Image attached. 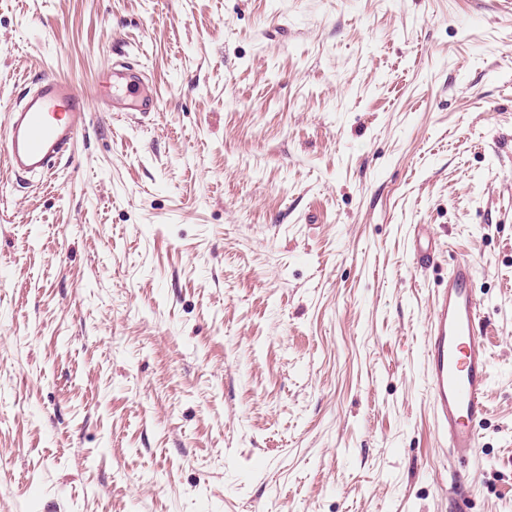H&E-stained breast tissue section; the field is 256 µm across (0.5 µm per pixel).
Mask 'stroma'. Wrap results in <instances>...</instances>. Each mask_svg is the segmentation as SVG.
Returning a JSON list of instances; mask_svg holds the SVG:
<instances>
[{"label":"stroma","instance_id":"1","mask_svg":"<svg viewBox=\"0 0 512 512\" xmlns=\"http://www.w3.org/2000/svg\"><path fill=\"white\" fill-rule=\"evenodd\" d=\"M509 53L512 0H0V127L46 74L90 106L0 169V512H512ZM121 60L159 111L108 110ZM461 258L465 464L422 371ZM439 244L432 228L426 224L414 227L413 258L419 269H427L435 264ZM476 273L469 259L451 266L447 287L432 296L425 331L423 370L434 422L454 459L475 456L487 411L491 360L483 337L485 312L473 288Z\"/></svg>","mask_w":512,"mask_h":512}]
</instances>
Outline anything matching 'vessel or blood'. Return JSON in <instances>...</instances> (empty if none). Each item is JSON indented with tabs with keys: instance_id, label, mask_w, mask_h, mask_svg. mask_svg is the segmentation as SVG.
<instances>
[{
	"instance_id": "b4317fda",
	"label": "vessel or blood",
	"mask_w": 512,
	"mask_h": 512,
	"mask_svg": "<svg viewBox=\"0 0 512 512\" xmlns=\"http://www.w3.org/2000/svg\"><path fill=\"white\" fill-rule=\"evenodd\" d=\"M112 109L155 112L159 102L131 70L112 72ZM88 112V100L68 80L43 76L36 88L6 114L0 157L14 173H45L66 155ZM439 249L431 227H414L413 258L419 269L434 265ZM475 263L457 260L447 287L431 299L426 323L423 370L436 430L453 458L474 457L481 445L480 422L486 411L490 354L484 342L485 312L473 283Z\"/></svg>"
}]
</instances>
